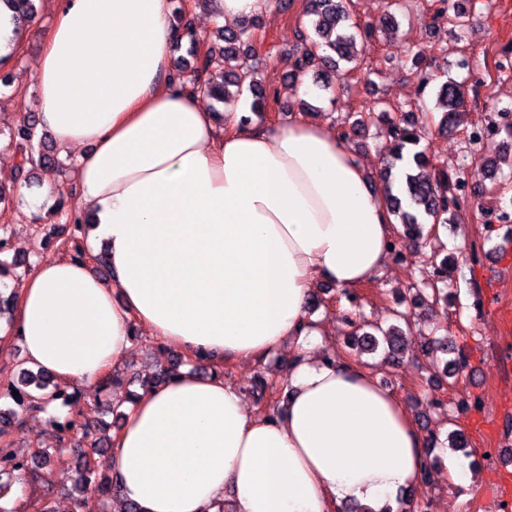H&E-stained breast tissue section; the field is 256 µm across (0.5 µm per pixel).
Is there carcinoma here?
I'll list each match as a JSON object with an SVG mask.
<instances>
[{
  "mask_svg": "<svg viewBox=\"0 0 512 512\" xmlns=\"http://www.w3.org/2000/svg\"><path fill=\"white\" fill-rule=\"evenodd\" d=\"M6 6L12 12L16 24V35H21L23 27L34 16L35 0H0V6ZM435 15L445 17L448 23L462 25L465 23L467 8L461 0H433ZM173 13L181 30L180 39L175 47L188 42V53L192 63L179 66L178 71H189L195 75L207 74L209 89H218L216 100L224 103L242 93H253L250 111L261 113L268 104L267 98L256 93L257 76L266 64V56L260 54L253 46L254 33L244 25L237 30L216 27L212 36L224 42V47L200 53V37L187 19L184 0H173ZM308 14L313 16L311 30L298 29L297 38L303 45L300 53L294 55L289 78L303 81L312 78L314 86L320 90L331 88L332 78H345L352 73L370 76L378 72V67L367 63L365 43L372 31L361 27L353 21L351 0H310ZM462 104V83L447 79L436 87V104L434 110L425 113V118L433 122L436 129L446 130L459 127ZM353 121L347 123V129L341 137L350 138L351 132L368 125L380 123L386 127L388 143L385 146V161L382 179L387 188L393 187L397 163L404 160L406 154H412V163L401 168V181L396 194L387 193L385 200L397 223L403 227L404 241L420 247H434L436 230L444 224L451 223L453 211L460 207L463 197L460 194L461 177L449 178L447 166L434 161L426 150L419 148L420 135L413 123L399 115V108L384 105L378 112H356ZM8 145L18 150L20 161L16 167L17 180L24 183L32 179V171L39 167L56 164L54 156L49 153L45 133L37 131V116L31 115L9 134ZM58 250L74 252V257L85 258V249L80 237L69 231L67 225L57 228ZM8 239L0 237V276L9 274L19 276L27 274L31 265L17 260L10 262L1 258L6 252ZM458 271V259L453 255L433 251L431 270L421 280V287L411 300L401 299L399 304L405 309L395 312L396 323L383 329L367 323L350 322L353 331L344 341L348 351L355 356L372 354L384 345L387 355L394 360L400 359L407 341V329L415 310L423 306H433L439 302H448V282L453 280ZM436 350L451 354L452 358L435 361L434 366L442 367L444 374L453 378L463 374L468 367L466 354L453 345L447 335L432 337ZM175 367L167 366L159 371L138 375L123 376L118 371H109L98 384V391L107 392L111 387L127 382L138 384L142 389H149L164 383ZM20 382L24 389L18 390L15 404L18 410L0 411V423L18 427L22 425L19 412L40 408L45 404L42 392L51 384V376L43 371L33 373L21 370ZM109 426L100 424H78L66 420L60 425L59 447L36 448L31 459L19 457L12 450L0 448V499L6 498L14 489H22L38 472L37 464H46L56 452L67 449L71 435H79V441L86 448L76 469L72 497L74 512H79L87 492H99L105 496L115 493L114 479L99 480L93 457L106 437ZM439 434L430 432L429 447L426 448V465L421 474L425 479L433 478L437 473L438 461L433 456Z\"/></svg>",
  "mask_w": 512,
  "mask_h": 512,
  "instance_id": "1",
  "label": "carcinoma"
}]
</instances>
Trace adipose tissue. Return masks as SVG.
Masks as SVG:
<instances>
[{
	"label": "adipose tissue",
	"mask_w": 512,
	"mask_h": 512,
	"mask_svg": "<svg viewBox=\"0 0 512 512\" xmlns=\"http://www.w3.org/2000/svg\"><path fill=\"white\" fill-rule=\"evenodd\" d=\"M172 0H63L34 69L40 126L76 157L112 282L62 255L22 281L11 322L31 367L90 386L136 329L209 362L294 341L288 404L256 414L223 374L182 369L123 405L111 466L141 512L374 508L419 478L425 443L366 366L318 355L313 285L353 289L388 262L396 221L345 140L299 118L216 117L174 77Z\"/></svg>",
	"instance_id": "ef3b65f1"
}]
</instances>
